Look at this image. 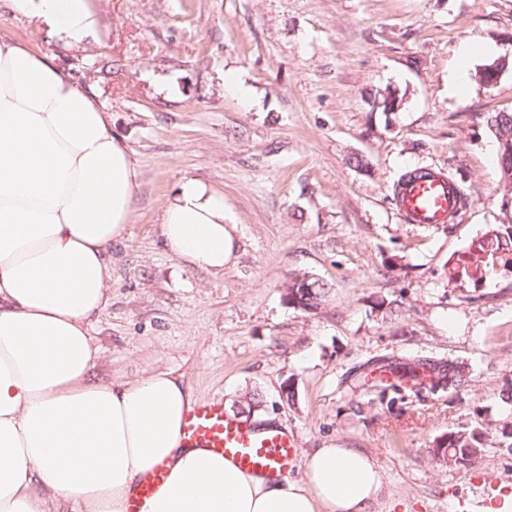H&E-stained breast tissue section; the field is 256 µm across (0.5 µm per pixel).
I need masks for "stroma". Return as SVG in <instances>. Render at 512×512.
<instances>
[{
    "instance_id": "1",
    "label": "stroma",
    "mask_w": 512,
    "mask_h": 512,
    "mask_svg": "<svg viewBox=\"0 0 512 512\" xmlns=\"http://www.w3.org/2000/svg\"><path fill=\"white\" fill-rule=\"evenodd\" d=\"M95 41L71 48L0 0V35L92 88L140 172L113 243L110 302L90 334L94 379L166 371L240 417L264 413L301 452L357 448L383 475L374 512H479L512 494V266L456 273L492 230L512 229V192L487 148L488 116L512 111V0H89ZM468 85L448 82L462 44ZM505 58L494 87L483 65ZM249 91L240 99L232 84ZM397 93V111L375 96ZM448 174L467 204L449 224L404 223L399 176ZM224 195L233 255L185 265L161 241L183 178ZM328 283L317 313L284 299L290 277ZM398 304L386 316L385 303ZM450 360L465 382L432 394L371 392L366 362ZM295 392L282 395L284 386ZM484 433L474 464L433 461L435 438Z\"/></svg>"
}]
</instances>
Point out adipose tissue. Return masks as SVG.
I'll return each instance as SVG.
<instances>
[{"mask_svg":"<svg viewBox=\"0 0 512 512\" xmlns=\"http://www.w3.org/2000/svg\"><path fill=\"white\" fill-rule=\"evenodd\" d=\"M9 7L73 47L100 26L88 0ZM138 186L94 92L0 36V512H127L158 464L168 479L147 512H371L382 476L360 449H315L300 479L248 474L183 447L196 399L170 373L92 380L90 329ZM160 236L187 264L222 272L233 252L223 195L183 179Z\"/></svg>","mask_w":512,"mask_h":512,"instance_id":"obj_1","label":"adipose tissue"}]
</instances>
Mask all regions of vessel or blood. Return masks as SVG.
Instances as JSON below:
<instances>
[{"label": "vessel or blood", "instance_id": "vessel-or-blood-1", "mask_svg": "<svg viewBox=\"0 0 512 512\" xmlns=\"http://www.w3.org/2000/svg\"><path fill=\"white\" fill-rule=\"evenodd\" d=\"M396 209L409 224H448L459 214L464 198L460 188L441 171L420 169L407 176L395 192ZM182 442L205 447L251 474L288 473L299 465L300 450L285 429H261L246 421L227 417L218 397L197 401L182 426ZM168 479L159 464L141 479L127 512H145L148 502Z\"/></svg>", "mask_w": 512, "mask_h": 512}]
</instances>
